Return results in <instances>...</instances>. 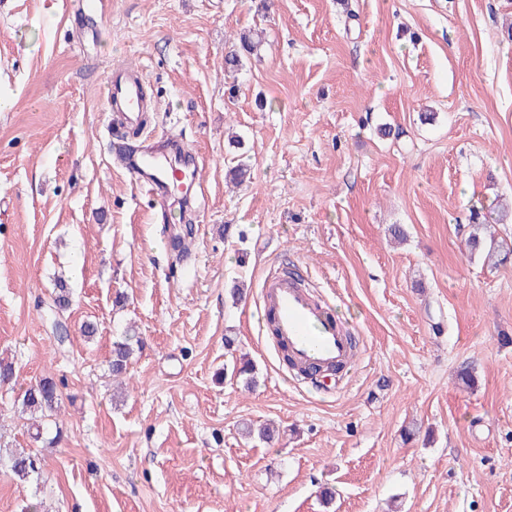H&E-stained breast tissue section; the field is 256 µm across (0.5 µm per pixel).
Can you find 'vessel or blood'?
I'll return each mask as SVG.
<instances>
[{
    "label": "vessel or blood",
    "mask_w": 512,
    "mask_h": 512,
    "mask_svg": "<svg viewBox=\"0 0 512 512\" xmlns=\"http://www.w3.org/2000/svg\"><path fill=\"white\" fill-rule=\"evenodd\" d=\"M108 101L123 108L128 121H136L141 104L136 80L115 74L105 83ZM123 168L152 201L163 204L172 194L175 181L187 180L183 196L191 202L199 188V160L181 142L168 139L120 153ZM261 306L274 315L276 341L285 343L296 376L350 363L353 348L346 328L336 323L310 289L296 287L277 272L267 274L261 284Z\"/></svg>",
    "instance_id": "vessel-or-blood-1"
}]
</instances>
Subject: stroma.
Masks as SVG:
<instances>
[{"label":"stroma","instance_id":"1","mask_svg":"<svg viewBox=\"0 0 512 512\" xmlns=\"http://www.w3.org/2000/svg\"><path fill=\"white\" fill-rule=\"evenodd\" d=\"M70 3L0 0V446L42 463L0 470V512H512V265L465 247L475 207L512 240V0ZM248 29L263 45L225 72ZM115 68L143 78L141 134L113 123ZM156 137L203 156L190 204L153 207L116 162ZM285 268L331 285L359 338L344 376L293 379L275 351L259 285ZM242 355L250 388L222 374ZM44 376L64 387L40 422L21 394ZM134 344L138 349L142 348L143 341L140 336L125 334L112 345V375L120 378L126 373L128 360L134 351ZM7 469L20 481L28 482L30 479L38 478L40 473V459L27 449H16L7 455L0 452V469Z\"/></svg>","mask_w":512,"mask_h":512}]
</instances>
